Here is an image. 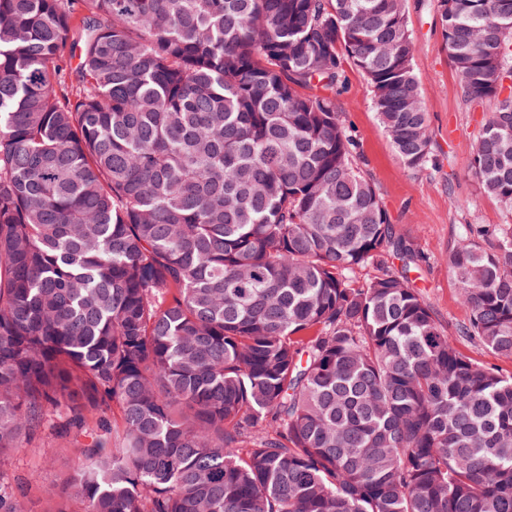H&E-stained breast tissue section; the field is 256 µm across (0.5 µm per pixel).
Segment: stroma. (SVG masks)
I'll list each match as a JSON object with an SVG mask.
<instances>
[{"mask_svg":"<svg viewBox=\"0 0 512 512\" xmlns=\"http://www.w3.org/2000/svg\"><path fill=\"white\" fill-rule=\"evenodd\" d=\"M405 16L416 41L412 67L429 117L434 163L406 169L382 130L365 76L347 68L338 109L355 136L357 161L371 178L396 229L414 238L429 262L410 278L425 296L435 320L455 336L460 351L512 372V359L495 356L459 337L468 319L446 257L465 224H512V215L481 193L470 169L473 146L494 105L463 102L455 71L442 47L441 21L434 0H406ZM72 439L44 435L22 440L12 454L16 475L33 488L62 486L75 467Z\"/></svg>","mask_w":512,"mask_h":512,"instance_id":"stroma-1","label":"stroma"}]
</instances>
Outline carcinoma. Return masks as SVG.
<instances>
[{
	"label": "carcinoma",
	"mask_w": 512,
	"mask_h": 512,
	"mask_svg": "<svg viewBox=\"0 0 512 512\" xmlns=\"http://www.w3.org/2000/svg\"><path fill=\"white\" fill-rule=\"evenodd\" d=\"M436 9L512 213V0ZM415 50L404 0H0V512L19 440L91 417L54 512H512V373L410 284L336 106L350 63L428 168ZM448 265L512 359V224Z\"/></svg>",
	"instance_id": "carcinoma-1"
}]
</instances>
